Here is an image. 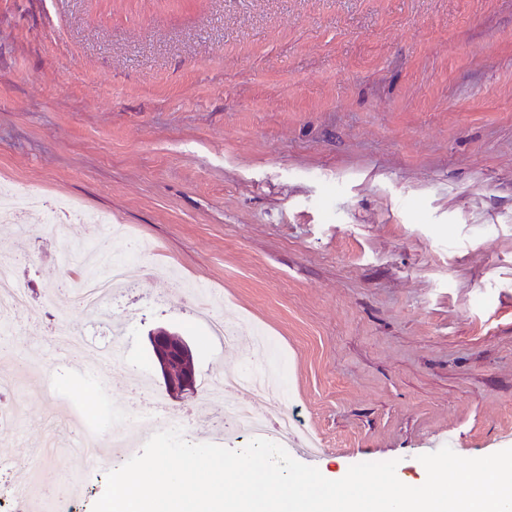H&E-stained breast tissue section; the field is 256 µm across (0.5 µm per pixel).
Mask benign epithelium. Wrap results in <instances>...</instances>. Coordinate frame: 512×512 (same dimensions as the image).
<instances>
[{
  "instance_id": "benign-epithelium-1",
  "label": "benign epithelium",
  "mask_w": 512,
  "mask_h": 512,
  "mask_svg": "<svg viewBox=\"0 0 512 512\" xmlns=\"http://www.w3.org/2000/svg\"><path fill=\"white\" fill-rule=\"evenodd\" d=\"M153 358L168 395L182 399L195 393L196 378L190 344L164 328L150 336Z\"/></svg>"
}]
</instances>
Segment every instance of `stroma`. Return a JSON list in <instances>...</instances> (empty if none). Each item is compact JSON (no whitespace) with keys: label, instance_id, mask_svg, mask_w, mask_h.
<instances>
[{"label":"stroma","instance_id":"35a3bbf8","mask_svg":"<svg viewBox=\"0 0 512 512\" xmlns=\"http://www.w3.org/2000/svg\"><path fill=\"white\" fill-rule=\"evenodd\" d=\"M0 185L106 218L0 223L34 291L65 283L70 239L144 266L110 331L71 313L121 341L109 390L71 351L0 441L22 459L53 435L43 499L67 490L82 407L103 425L159 398L187 441L246 446L202 393L257 353L208 336L171 268L277 346L322 442L299 462L393 460L418 486L432 449L512 448V0H0ZM17 325L0 347L40 360L48 320ZM157 328L191 343L196 394L167 396Z\"/></svg>","mask_w":512,"mask_h":512}]
</instances>
